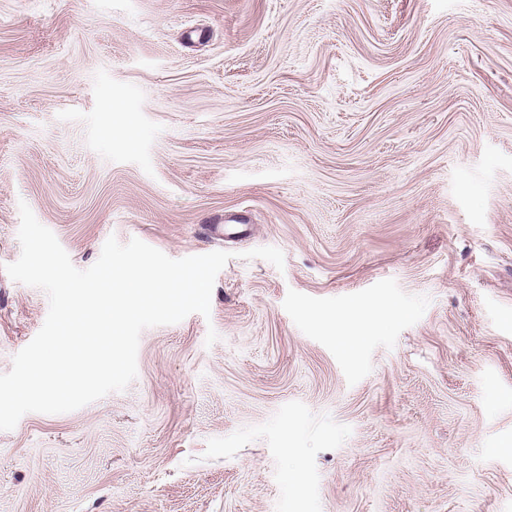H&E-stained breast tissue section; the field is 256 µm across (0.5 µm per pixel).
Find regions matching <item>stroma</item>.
Listing matches in <instances>:
<instances>
[{
	"mask_svg": "<svg viewBox=\"0 0 512 512\" xmlns=\"http://www.w3.org/2000/svg\"><path fill=\"white\" fill-rule=\"evenodd\" d=\"M23 202L80 269L232 257L0 431V512H512V0H0V373Z\"/></svg>",
	"mask_w": 512,
	"mask_h": 512,
	"instance_id": "35a3bbf8",
	"label": "stroma"
}]
</instances>
